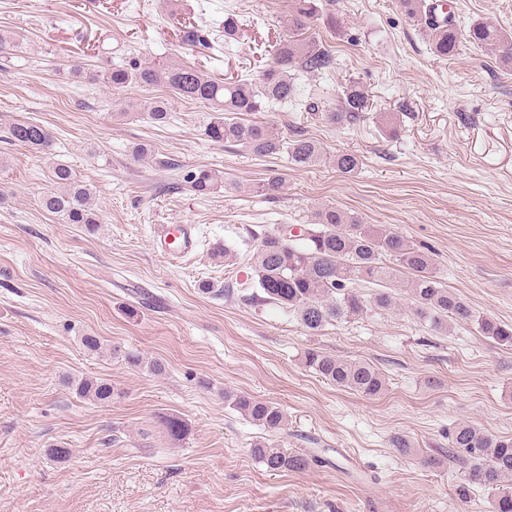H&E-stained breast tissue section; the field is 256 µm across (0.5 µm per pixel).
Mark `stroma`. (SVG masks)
I'll return each instance as SVG.
<instances>
[{
	"label": "stroma",
	"instance_id": "obj_1",
	"mask_svg": "<svg viewBox=\"0 0 512 512\" xmlns=\"http://www.w3.org/2000/svg\"><path fill=\"white\" fill-rule=\"evenodd\" d=\"M460 26L489 17L512 32V0H451ZM292 0H0V33L18 47L0 71V512H490L491 491L444 462L448 430L467 422L512 438V347L474 326L431 331L409 300L309 334L293 313L224 297L252 285L251 235L309 223L324 204L431 247L449 289L512 324V65L463 46L434 56L399 0H317L335 28L308 36L337 59L302 76L303 99L336 104L343 87L368 94L371 119L314 121L288 104L256 120L303 129L324 162L300 168L203 134L206 109L174 101V118L115 115L121 95L99 76L134 62L204 65L256 77L257 54L285 34ZM244 22L223 49L224 13ZM199 18L221 52L187 46L178 23ZM407 104L396 136L375 121ZM20 121L53 137L43 152L7 137ZM146 159L134 157L137 145ZM360 156L340 174L330 159ZM70 166L103 214L96 230L44 210L55 164ZM212 169L223 186L196 195L181 174ZM287 186L254 193L271 172ZM189 224L196 249L170 263L153 247L159 225ZM238 257L228 261L225 248ZM98 336L92 354L81 336ZM317 349L364 360L386 380L367 398L306 367ZM136 351L145 364L125 358ZM165 370L149 371V361ZM103 378L112 400L80 397L71 377ZM243 393L286 415L285 448L314 456L272 473L251 455L262 430L224 402ZM160 414L188 425L171 443ZM404 437L414 456L391 444ZM69 449L62 461L49 449ZM440 457L426 468L423 456Z\"/></svg>",
	"mask_w": 512,
	"mask_h": 512
}]
</instances>
